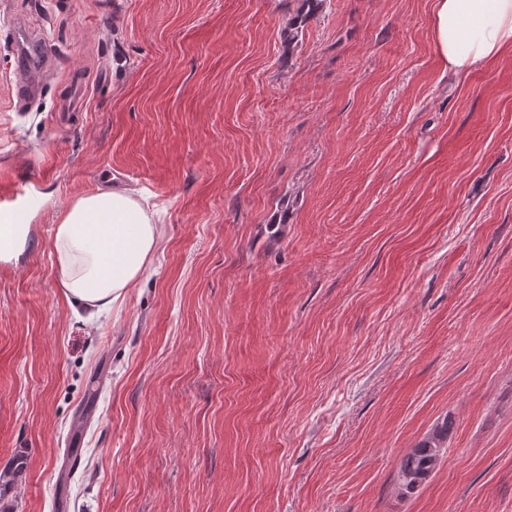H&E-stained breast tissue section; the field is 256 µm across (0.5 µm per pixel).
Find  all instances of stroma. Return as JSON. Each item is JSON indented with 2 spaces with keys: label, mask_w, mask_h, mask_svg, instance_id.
Segmentation results:
<instances>
[{
  "label": "stroma",
  "mask_w": 512,
  "mask_h": 512,
  "mask_svg": "<svg viewBox=\"0 0 512 512\" xmlns=\"http://www.w3.org/2000/svg\"><path fill=\"white\" fill-rule=\"evenodd\" d=\"M0 0V497L14 512H512V54L434 0ZM53 52L18 106L16 25ZM147 198L151 275L64 297L77 197ZM447 451L401 495V458ZM323 0H302L303 7L296 13L292 22L289 23L288 29L283 34V41L288 44V48L298 42L299 34L305 25L307 18L315 13L322 5ZM432 35L453 72L483 68L502 51H512V0H435ZM448 440V422L428 435L400 461L398 489L402 494H413L427 482L438 467Z\"/></svg>",
  "instance_id": "1"
}]
</instances>
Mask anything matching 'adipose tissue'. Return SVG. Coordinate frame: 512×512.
Wrapping results in <instances>:
<instances>
[{
  "label": "adipose tissue",
  "instance_id": "obj_1",
  "mask_svg": "<svg viewBox=\"0 0 512 512\" xmlns=\"http://www.w3.org/2000/svg\"><path fill=\"white\" fill-rule=\"evenodd\" d=\"M432 35L442 62L466 74L512 51V0H435ZM160 228L135 191L80 196L56 226L59 280L70 304L110 309L151 273Z\"/></svg>",
  "mask_w": 512,
  "mask_h": 512
}]
</instances>
